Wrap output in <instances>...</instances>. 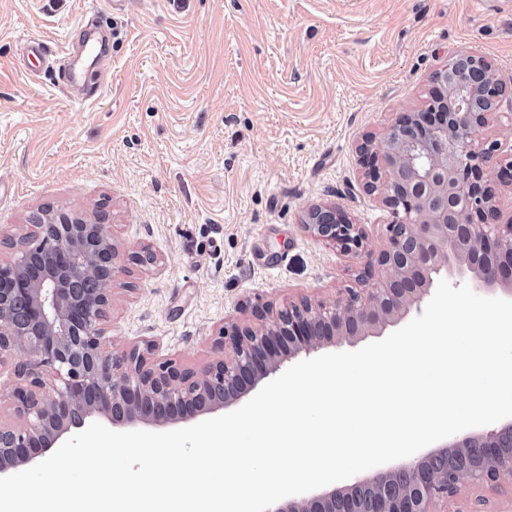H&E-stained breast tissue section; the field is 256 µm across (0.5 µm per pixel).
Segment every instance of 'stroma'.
I'll list each match as a JSON object with an SVG mask.
<instances>
[{"mask_svg": "<svg viewBox=\"0 0 512 512\" xmlns=\"http://www.w3.org/2000/svg\"><path fill=\"white\" fill-rule=\"evenodd\" d=\"M94 97L59 77L85 39ZM48 56L28 57V41ZM462 52L512 76L502 0H0V234L32 214L105 210L122 253L107 341L198 370L252 303H328L358 287L391 221L356 146L429 102ZM336 205L367 239L344 254L303 230ZM448 512H512V484L465 488Z\"/></svg>", "mask_w": 512, "mask_h": 512, "instance_id": "obj_1", "label": "stroma"}]
</instances>
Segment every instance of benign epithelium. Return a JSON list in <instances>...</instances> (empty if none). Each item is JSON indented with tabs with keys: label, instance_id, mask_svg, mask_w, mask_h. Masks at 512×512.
Here are the masks:
<instances>
[{
	"label": "benign epithelium",
	"instance_id": "1",
	"mask_svg": "<svg viewBox=\"0 0 512 512\" xmlns=\"http://www.w3.org/2000/svg\"><path fill=\"white\" fill-rule=\"evenodd\" d=\"M455 64V73L433 74L423 111L398 113L380 142L367 135L356 147L365 191L380 194L393 216L385 248L357 276L364 288L347 289L342 304L306 298L277 311L256 304L253 323L222 332L224 357L198 371L155 362L147 341L108 349L102 323L112 310V283L127 267L105 217L48 214L32 225L21 240L47 248L42 263L29 265L28 246L0 263V364L24 355L15 366L18 420H0V473L46 455L95 414L114 425L164 426L222 409L300 354L397 325L444 273L474 274L477 290L511 284L512 216L504 218L487 171L512 184V159L500 161L501 144L484 131L501 101L512 99V78L468 53ZM302 228L344 253L364 247L363 228L335 205L312 208ZM42 367L60 384L46 382ZM502 440L512 446L511 423L449 441L448 448H479L486 459L484 468L461 471L453 482L426 475V455L376 473L368 483L396 473L416 483L381 495L371 512H440L467 483L511 480L512 455L500 454ZM337 496L333 489L272 512H336Z\"/></svg>",
	"mask_w": 512,
	"mask_h": 512
}]
</instances>
